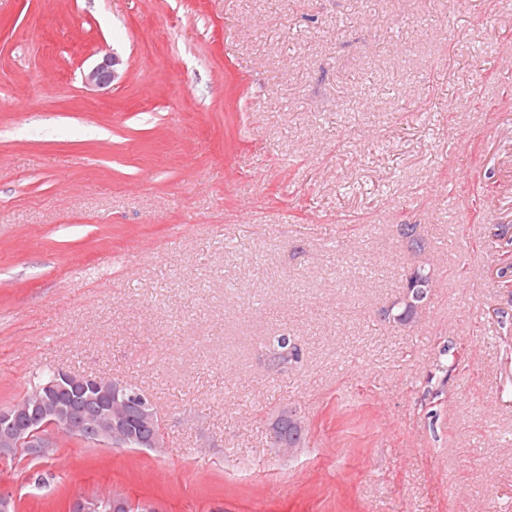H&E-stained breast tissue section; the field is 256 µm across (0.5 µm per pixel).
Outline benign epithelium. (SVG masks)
<instances>
[{
	"mask_svg": "<svg viewBox=\"0 0 512 512\" xmlns=\"http://www.w3.org/2000/svg\"><path fill=\"white\" fill-rule=\"evenodd\" d=\"M120 64L116 54L107 53L101 62L84 74L83 81L98 88L107 87L118 77L117 66ZM56 378L72 388L95 392V413L102 422L85 423L84 417L75 414L66 403L60 405L50 418H29L22 423L18 422L20 410L17 407L1 409L0 422L14 427L13 433L0 442L1 460L9 458L21 447L36 454L53 447L54 440L47 428L55 423L69 429L84 428L92 436L106 438L115 448H125L130 444L126 435L127 411L135 410L147 416L152 414V401L137 394L134 386L122 379L104 380L95 375H75L62 369L56 371Z\"/></svg>",
	"mask_w": 512,
	"mask_h": 512,
	"instance_id": "benign-epithelium-1",
	"label": "benign epithelium"
}]
</instances>
